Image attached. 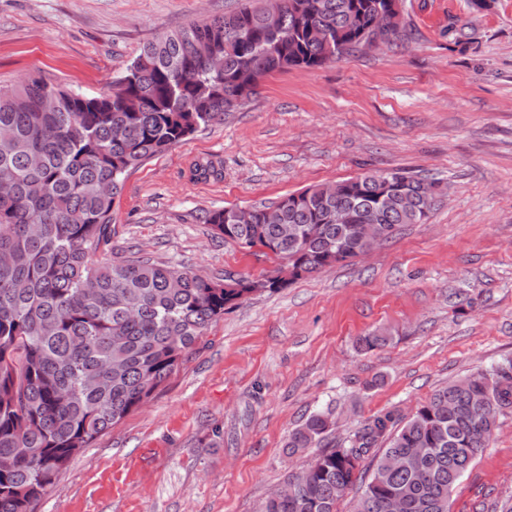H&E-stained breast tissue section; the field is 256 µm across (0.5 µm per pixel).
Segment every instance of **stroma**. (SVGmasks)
<instances>
[{
	"mask_svg": "<svg viewBox=\"0 0 512 512\" xmlns=\"http://www.w3.org/2000/svg\"><path fill=\"white\" fill-rule=\"evenodd\" d=\"M242 0H0V86L41 74L107 91L158 34ZM405 37L275 73L248 102L130 171L114 244L220 280L279 263L206 216L367 171L431 172L428 219L367 255L259 291L213 323L140 409L75 455L33 512H258L320 445L288 433L328 413L329 441L410 416L448 382L512 358V0H404ZM211 161L218 176L193 177ZM390 343L358 353V336ZM512 506V410L451 512Z\"/></svg>",
	"mask_w": 512,
	"mask_h": 512,
	"instance_id": "stroma-1",
	"label": "stroma"
}]
</instances>
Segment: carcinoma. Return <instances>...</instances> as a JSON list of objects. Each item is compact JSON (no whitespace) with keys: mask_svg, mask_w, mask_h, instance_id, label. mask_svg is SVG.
Masks as SVG:
<instances>
[{"mask_svg":"<svg viewBox=\"0 0 512 512\" xmlns=\"http://www.w3.org/2000/svg\"><path fill=\"white\" fill-rule=\"evenodd\" d=\"M269 10L281 15L276 32L265 28ZM377 21L386 46L404 32L395 0H262L156 36L116 91L88 96L40 75L0 89V177L10 183L0 196V460L11 461L0 469V512H32L70 459L162 387L226 308L356 257L364 220L385 225L390 240L420 220L419 205L436 202L441 179L395 170L408 196L393 203L390 174L366 172L347 178L338 200L316 185L309 202L281 197L274 222L266 206L250 224L228 221L227 207L209 214L216 234L265 249L285 278L220 282L149 259L97 258L116 234L113 203L129 171L223 121L265 76L356 51ZM338 205L350 223L334 221ZM282 224L295 225L298 240L280 238ZM388 341L374 331L356 347L368 353ZM511 408L510 359L449 382L406 419L386 413L324 448L288 478V496L266 499L259 512H337L347 489L356 491L353 512H388L395 494L402 512H448ZM331 427L314 413L286 447L310 448ZM398 454L402 466L390 467Z\"/></svg>","mask_w":512,"mask_h":512,"instance_id":"1","label":"carcinoma"}]
</instances>
